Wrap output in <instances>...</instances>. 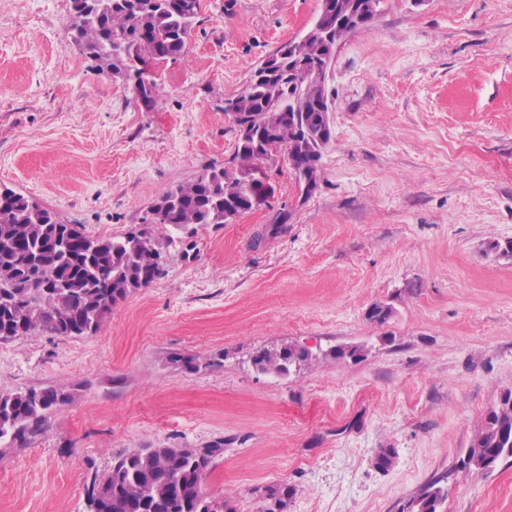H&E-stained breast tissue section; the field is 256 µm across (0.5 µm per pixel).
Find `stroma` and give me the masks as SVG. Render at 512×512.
Returning <instances> with one entry per match:
<instances>
[{"label":"stroma","mask_w":512,"mask_h":512,"mask_svg":"<svg viewBox=\"0 0 512 512\" xmlns=\"http://www.w3.org/2000/svg\"><path fill=\"white\" fill-rule=\"evenodd\" d=\"M318 9L200 0L184 52L151 66L148 110L74 43L70 0H0V187L95 237L145 228L165 189L232 158L225 99ZM326 90L311 196L267 165L260 206L173 245L96 333L0 343V390L77 389L0 448V512H86L91 478L126 450L218 440L202 488L234 512H262L280 485L286 512H400L443 474L438 512H512V464L458 468L512 391V0H381ZM379 302L382 324L366 317ZM283 343L312 363L253 367ZM347 345L361 355L335 356Z\"/></svg>","instance_id":"obj_1"}]
</instances>
